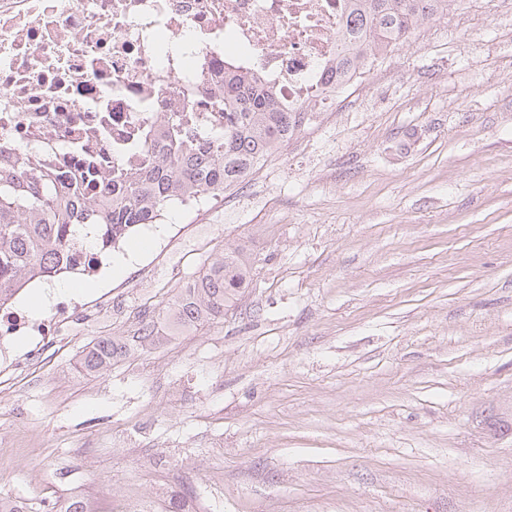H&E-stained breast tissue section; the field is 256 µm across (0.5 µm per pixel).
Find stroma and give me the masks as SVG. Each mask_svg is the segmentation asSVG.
<instances>
[{
  "instance_id": "obj_1",
  "label": "stroma",
  "mask_w": 512,
  "mask_h": 512,
  "mask_svg": "<svg viewBox=\"0 0 512 512\" xmlns=\"http://www.w3.org/2000/svg\"><path fill=\"white\" fill-rule=\"evenodd\" d=\"M152 247L0 390V495L101 512H512V13L464 0ZM224 317L81 372L220 251ZM128 345L122 337L101 336L83 351L79 368L87 373H103L114 361L127 354Z\"/></svg>"
}]
</instances>
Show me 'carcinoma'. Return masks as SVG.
<instances>
[{
    "instance_id": "obj_1",
    "label": "carcinoma",
    "mask_w": 512,
    "mask_h": 512,
    "mask_svg": "<svg viewBox=\"0 0 512 512\" xmlns=\"http://www.w3.org/2000/svg\"><path fill=\"white\" fill-rule=\"evenodd\" d=\"M346 38L355 58L371 56L406 41L422 22L448 13V0H356ZM224 127L200 134L179 119L166 142L134 170L112 171L119 188L112 200L94 201L66 189V175L16 172L0 167V307L12 304L28 281H48L70 268L69 241L94 230L97 247L125 238L137 224H155L172 206L204 198L247 176L278 143L299 127V116L285 111L270 90L246 87L224 66ZM252 264L240 252H223L180 292L157 321L141 314L135 340L155 342L166 330L184 331L224 317L239 289L250 284ZM128 352L121 337L101 336L83 351L79 368L101 374ZM0 512H34L25 500L0 497ZM45 512H96L91 503L68 498Z\"/></svg>"
}]
</instances>
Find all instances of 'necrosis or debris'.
<instances>
[{
    "label": "necrosis or debris",
    "instance_id": "necrosis-or-debris-1",
    "mask_svg": "<svg viewBox=\"0 0 512 512\" xmlns=\"http://www.w3.org/2000/svg\"><path fill=\"white\" fill-rule=\"evenodd\" d=\"M350 19V0H0V166L77 177L93 164L105 178L138 167L145 131L171 116L217 129L235 48L237 73L258 77L311 124L367 75H333ZM107 306L59 304L48 320L0 309V378L35 360L13 354L11 337L42 338Z\"/></svg>",
    "mask_w": 512,
    "mask_h": 512
}]
</instances>
